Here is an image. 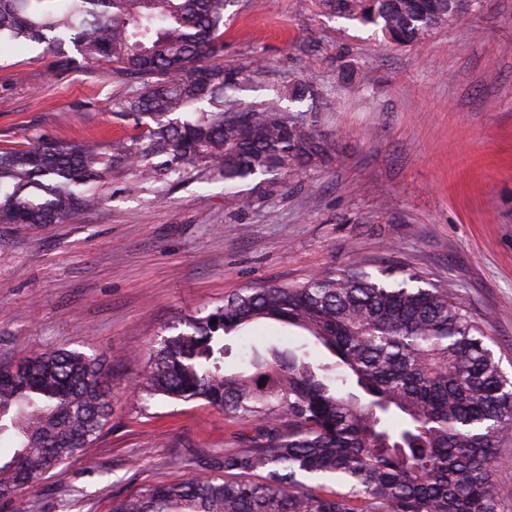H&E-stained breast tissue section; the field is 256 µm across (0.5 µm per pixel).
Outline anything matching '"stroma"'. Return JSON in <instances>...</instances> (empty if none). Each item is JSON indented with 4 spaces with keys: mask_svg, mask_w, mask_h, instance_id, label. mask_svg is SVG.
Segmentation results:
<instances>
[{
    "mask_svg": "<svg viewBox=\"0 0 512 512\" xmlns=\"http://www.w3.org/2000/svg\"><path fill=\"white\" fill-rule=\"evenodd\" d=\"M43 46L0 43V148L137 135L112 110L132 78ZM225 64L265 99L298 77L322 88L332 167L268 175L242 206L201 166L176 181L127 167L63 224H0V362L53 348L105 359L100 438L0 512H110L174 479L216 476L259 427L201 402L148 397L149 356L225 297L356 262L422 272L458 293L512 376V0H482L408 46L328 15L321 0H235ZM368 81L342 82L346 65Z\"/></svg>",
    "mask_w": 512,
    "mask_h": 512,
    "instance_id": "1",
    "label": "stroma"
}]
</instances>
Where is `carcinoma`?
Instances as JSON below:
<instances>
[{"label":"carcinoma","mask_w":512,"mask_h":512,"mask_svg":"<svg viewBox=\"0 0 512 512\" xmlns=\"http://www.w3.org/2000/svg\"><path fill=\"white\" fill-rule=\"evenodd\" d=\"M477 0H323L337 18L374 25L408 45L461 19ZM230 0H0V39L34 41L88 65H112L137 86L113 111L145 130L103 146L46 142L0 148V224H63L99 203L115 164L143 177L200 163L224 192L325 168L323 93L302 78L255 105L242 69L219 62ZM217 323H212V320ZM261 319L307 332L273 344L255 369L228 373L224 340ZM165 339L151 356L150 397L203 401L266 425L224 449V477L174 480L112 502L111 512H500L494 470L512 442V378L468 305L425 275L361 263L295 284L246 288ZM112 413L100 359L49 349L0 371V502L83 452Z\"/></svg>","instance_id":"carcinoma-1"}]
</instances>
